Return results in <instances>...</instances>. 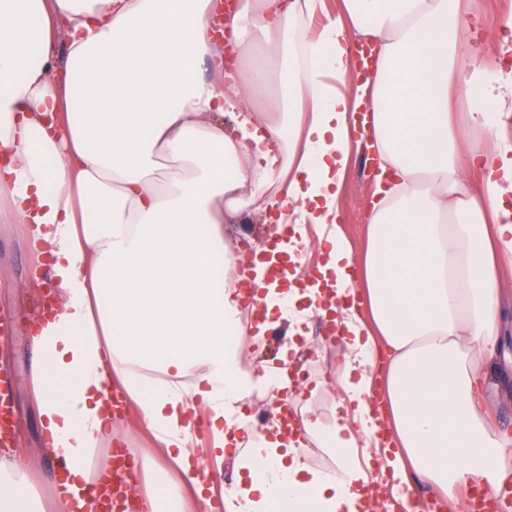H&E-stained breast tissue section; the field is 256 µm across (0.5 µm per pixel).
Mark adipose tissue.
I'll list each match as a JSON object with an SVG mask.
<instances>
[{
    "instance_id": "adipose-tissue-1",
    "label": "adipose tissue",
    "mask_w": 512,
    "mask_h": 512,
    "mask_svg": "<svg viewBox=\"0 0 512 512\" xmlns=\"http://www.w3.org/2000/svg\"><path fill=\"white\" fill-rule=\"evenodd\" d=\"M463 2L342 0L334 16L324 0H239L228 60L211 31L218 0H0V223L49 256L58 292L27 321L46 452L69 465L57 512H99L89 461L119 424L116 394L177 467H158L130 512H206V477L229 447L227 512H361L357 448L376 429L380 364L394 427L382 458L406 512L418 482L450 512L458 488L512 482V431L490 421L485 394L512 274V75L465 56ZM357 37L376 40L377 61L353 88ZM363 106L380 172L356 257L339 197ZM253 210L295 225V249L310 248L307 225L321 229L319 271L345 329L336 406L353 411L303 430L335 450L331 473L308 466L303 439L238 412L289 385L234 373L224 350L238 317L224 227ZM252 273L265 318L319 312L320 289L277 290L260 260ZM360 293L367 322L349 302ZM0 512H43L18 451L0 463Z\"/></svg>"
}]
</instances>
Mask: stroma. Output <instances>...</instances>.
I'll list each match as a JSON object with an SVG mask.
<instances>
[{"mask_svg":"<svg viewBox=\"0 0 512 512\" xmlns=\"http://www.w3.org/2000/svg\"><path fill=\"white\" fill-rule=\"evenodd\" d=\"M353 138L359 150L352 158L341 194V221L352 245L354 255H361L366 245L364 202L375 190L374 169L365 159L371 151L368 132L354 131ZM272 225L263 221L261 213H252L246 222L224 227V241L235 253L253 255L267 244ZM36 260L29 252L18 228L0 224V313L14 314L19 324L10 343L0 349V372L12 378L14 412L22 423L17 445L23 448L28 468L41 480L40 493L44 503L54 498L51 478L55 466L45 453L46 438L40 429L36 401L32 389V375L36 366L24 326L25 318L39 307L42 289L28 285L31 268ZM502 351L493 366L491 383L495 390L493 420L497 425L512 429V283L501 290ZM294 327L291 321H281L275 335L264 337L260 343L245 346L242 364L247 371L261 374L276 370L282 363L296 367L298 374L288 388L289 399L300 418L319 416L323 424L333 421V409L339 397L338 376L339 336L330 334L324 318L310 316L302 323L305 343L299 352L283 353ZM124 418L130 422V431L105 439L93 461V476L101 478L112 470V455L117 450H129L135 463L132 472L135 488L145 486V473L160 462L156 441L143 429L134 427V409H127Z\"/></svg>","mask_w":512,"mask_h":512,"instance_id":"obj_1","label":"stroma"}]
</instances>
